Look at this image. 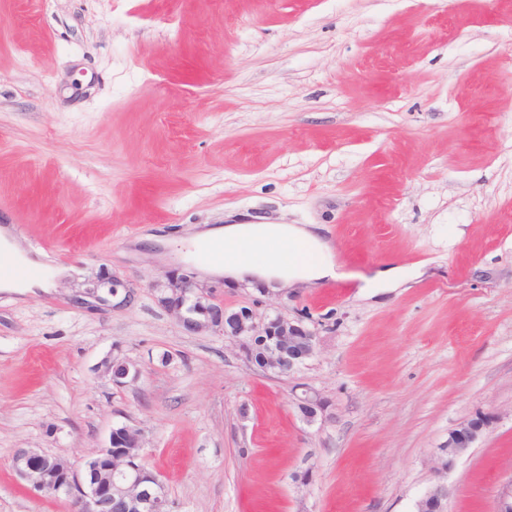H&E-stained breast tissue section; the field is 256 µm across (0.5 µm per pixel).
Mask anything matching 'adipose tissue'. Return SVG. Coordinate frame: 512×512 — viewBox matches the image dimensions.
<instances>
[{"label":"adipose tissue","instance_id":"ef3b65f1","mask_svg":"<svg viewBox=\"0 0 512 512\" xmlns=\"http://www.w3.org/2000/svg\"><path fill=\"white\" fill-rule=\"evenodd\" d=\"M279 243L283 251L303 242L315 247L319 258L311 264L286 262L282 253H274L271 243ZM220 244L224 247L222 263L212 265L216 274L235 279L257 276L279 280L281 285L294 282H322L335 278L336 264L332 254L316 233L297 224H227L208 229L191 240L193 249Z\"/></svg>","mask_w":512,"mask_h":512}]
</instances>
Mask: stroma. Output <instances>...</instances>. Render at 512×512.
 I'll list each match as a JSON object with an SVG mask.
<instances>
[{
    "label": "stroma",
    "instance_id": "35a3bbf8",
    "mask_svg": "<svg viewBox=\"0 0 512 512\" xmlns=\"http://www.w3.org/2000/svg\"><path fill=\"white\" fill-rule=\"evenodd\" d=\"M224 224H311L338 281L270 297L319 352L277 377L165 307ZM0 227L58 270L0 290V512H68L20 448L144 435L174 512H497L512 484V0H0ZM422 268L363 296L361 277ZM169 362H162V353ZM138 370L117 386L104 362ZM300 385L327 400L306 424ZM491 424L444 477L457 424ZM58 272H53L51 275L39 279L29 280H15L9 277H0V288L8 290H17L22 293L30 292L34 288H48L53 279L57 276ZM448 501V485L438 482L418 500L417 512H445Z\"/></svg>",
    "mask_w": 512,
    "mask_h": 512
}]
</instances>
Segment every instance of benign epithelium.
<instances>
[{
	"label": "benign epithelium",
	"instance_id": "7a95c632",
	"mask_svg": "<svg viewBox=\"0 0 512 512\" xmlns=\"http://www.w3.org/2000/svg\"><path fill=\"white\" fill-rule=\"evenodd\" d=\"M171 291L181 297V303L170 305V311L182 326L193 332L212 331L227 336L235 346H241L244 336H276L278 340L266 343L264 361L276 368L279 376H288L300 364L318 351V332L304 322V317H288L281 313L273 320L258 315L254 306L262 298L273 295L270 288L260 285V297L253 307H242L229 312L224 306L210 302L208 290L191 280L172 281ZM296 406L304 421L312 424L326 411V400L312 390H306L296 399ZM490 426V420L470 419L458 424L448 433V444L438 455L450 459L463 454L480 433ZM12 467L28 489L53 497L63 498L69 512H170V502L163 489L150 492L143 472L132 458L115 452L109 445L80 465L36 448H20L12 457ZM448 485L438 482L418 500L417 512H445Z\"/></svg>",
	"mask_w": 512,
	"mask_h": 512
}]
</instances>
